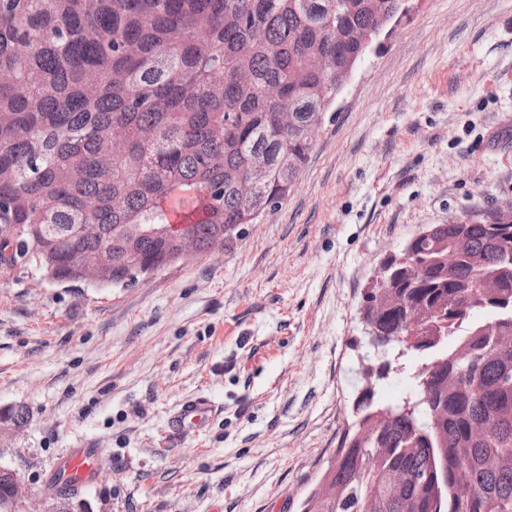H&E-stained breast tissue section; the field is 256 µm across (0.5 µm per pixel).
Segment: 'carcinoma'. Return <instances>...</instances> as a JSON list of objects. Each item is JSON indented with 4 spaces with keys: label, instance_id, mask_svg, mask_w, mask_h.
I'll list each match as a JSON object with an SVG mask.
<instances>
[{
    "label": "carcinoma",
    "instance_id": "carcinoma-1",
    "mask_svg": "<svg viewBox=\"0 0 512 512\" xmlns=\"http://www.w3.org/2000/svg\"><path fill=\"white\" fill-rule=\"evenodd\" d=\"M329 2L0 0V266L33 261L65 277L110 248L112 283L135 282V260L175 251L166 202L178 197L200 249L222 246L224 227L254 223L236 194L250 154L273 164L258 205L278 207L313 145L261 131L289 108L323 121L361 59L356 43L336 41ZM343 2L347 22L365 27L396 0ZM114 128L128 134L118 157ZM81 224L98 236L79 237ZM123 224L147 234L120 242ZM429 230L365 296L396 357H423L416 390L388 418L375 415V394L362 398L324 471L339 494L312 512H512V224ZM450 244L463 256L451 270ZM414 309L424 319L409 327ZM476 424L488 428L480 439Z\"/></svg>",
    "mask_w": 512,
    "mask_h": 512
}]
</instances>
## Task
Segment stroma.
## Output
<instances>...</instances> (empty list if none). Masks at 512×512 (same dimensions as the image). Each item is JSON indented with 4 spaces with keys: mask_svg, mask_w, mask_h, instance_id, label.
<instances>
[{
    "mask_svg": "<svg viewBox=\"0 0 512 512\" xmlns=\"http://www.w3.org/2000/svg\"><path fill=\"white\" fill-rule=\"evenodd\" d=\"M512 204V0H414L356 65L288 197L128 285L0 269V466L16 512H299L374 355L359 305L422 228ZM219 407L171 433L192 397ZM101 483L43 486L65 449ZM1 484L6 488L7 494L1 498L4 489L0 487V509L3 512H15V506L20 498V484L16 472L0 466Z\"/></svg>",
    "mask_w": 512,
    "mask_h": 512,
    "instance_id": "stroma-1",
    "label": "stroma"
}]
</instances>
